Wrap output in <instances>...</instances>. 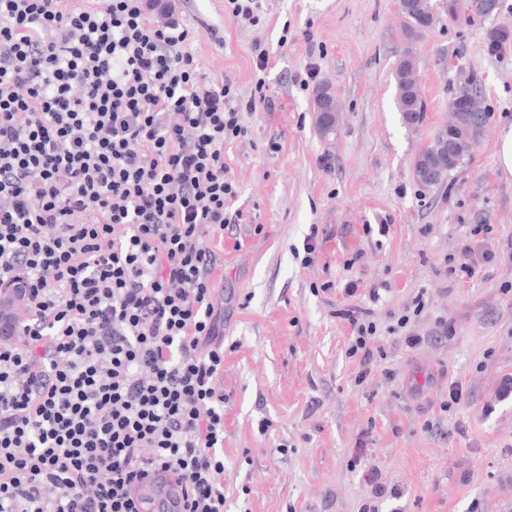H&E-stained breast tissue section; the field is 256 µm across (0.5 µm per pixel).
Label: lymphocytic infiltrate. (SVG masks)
<instances>
[{
	"label": "lymphocytic infiltrate",
	"instance_id": "lymphocytic-infiltrate-1",
	"mask_svg": "<svg viewBox=\"0 0 512 512\" xmlns=\"http://www.w3.org/2000/svg\"><path fill=\"white\" fill-rule=\"evenodd\" d=\"M57 2L0 0V293L29 313L0 342V512H139L160 472L182 512H224L206 239L243 219L224 145L255 104L180 19Z\"/></svg>",
	"mask_w": 512,
	"mask_h": 512
}]
</instances>
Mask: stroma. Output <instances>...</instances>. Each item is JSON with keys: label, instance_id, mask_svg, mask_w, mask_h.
<instances>
[{"label": "stroma", "instance_id": "35a3bbf8", "mask_svg": "<svg viewBox=\"0 0 512 512\" xmlns=\"http://www.w3.org/2000/svg\"><path fill=\"white\" fill-rule=\"evenodd\" d=\"M261 3L254 26L225 0L148 9L174 8L202 72L258 101L224 146L244 220L207 241L224 314V512H512V179L496 162L512 50L484 49L487 29L512 30V0L486 18L440 17L411 43L397 0ZM407 50L427 105L416 130L394 103ZM461 78L490 119L470 158L426 189L413 159ZM323 82L341 104L326 136L313 110ZM466 245L471 277L455 269ZM352 313L376 327L367 366L349 354ZM454 384L465 397L452 406Z\"/></svg>", "mask_w": 512, "mask_h": 512}]
</instances>
